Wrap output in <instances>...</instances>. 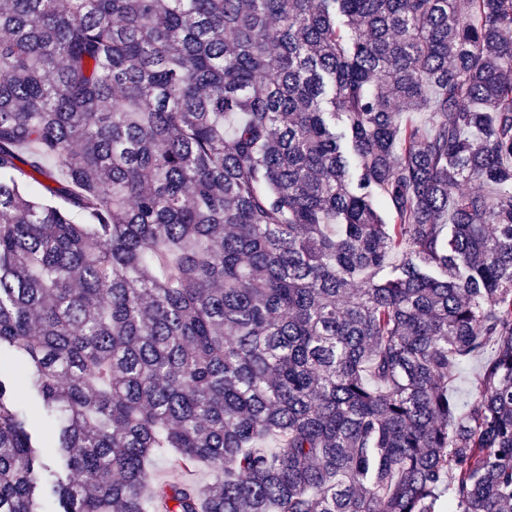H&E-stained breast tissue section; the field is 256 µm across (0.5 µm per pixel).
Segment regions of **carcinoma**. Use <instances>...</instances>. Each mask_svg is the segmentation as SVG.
I'll list each match as a JSON object with an SVG mask.
<instances>
[{"label": "carcinoma", "mask_w": 512, "mask_h": 512, "mask_svg": "<svg viewBox=\"0 0 512 512\" xmlns=\"http://www.w3.org/2000/svg\"><path fill=\"white\" fill-rule=\"evenodd\" d=\"M510 33L512 0H0L36 400L0 378V512H512ZM480 364L479 360L467 363L460 369L451 383L458 396L461 410H465L470 401V389L479 372Z\"/></svg>", "instance_id": "cac0c4a2"}]
</instances>
